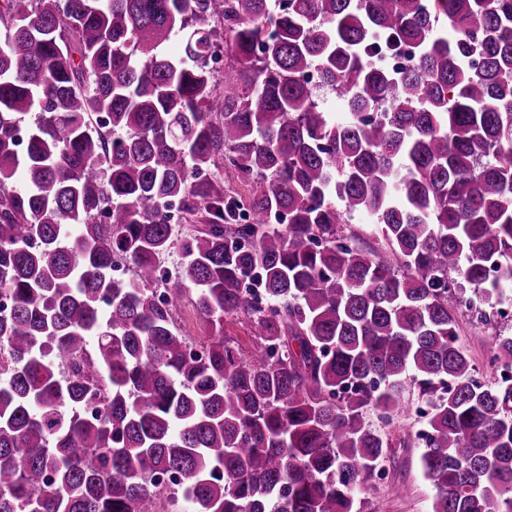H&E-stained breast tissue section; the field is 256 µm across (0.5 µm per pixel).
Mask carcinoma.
<instances>
[{
    "instance_id": "cac0c4a2",
    "label": "carcinoma",
    "mask_w": 512,
    "mask_h": 512,
    "mask_svg": "<svg viewBox=\"0 0 512 512\" xmlns=\"http://www.w3.org/2000/svg\"><path fill=\"white\" fill-rule=\"evenodd\" d=\"M0 25V512H170L166 475L192 512H355L388 458L366 413L413 385L433 512H512V384L458 344L486 317L458 279L512 301V0H6ZM219 159L247 193H213ZM175 309L177 312V325L186 336H191L192 338L208 336L207 327L200 318L188 292L177 299ZM224 336L229 337L239 344L244 351H249L254 344V336L250 332V327L244 319L237 314L224 315Z\"/></svg>"
}]
</instances>
